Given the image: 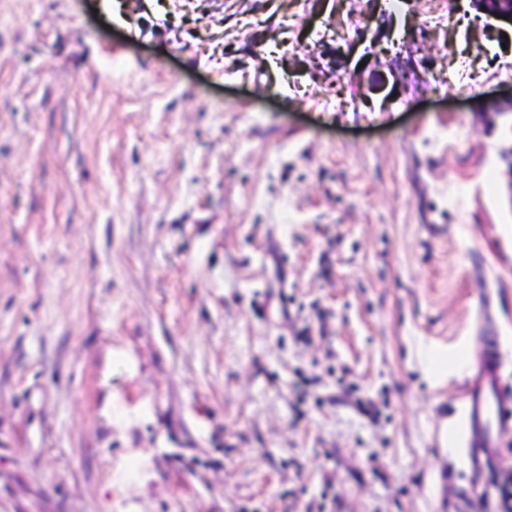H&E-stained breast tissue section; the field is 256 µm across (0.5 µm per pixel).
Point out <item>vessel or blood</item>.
Segmentation results:
<instances>
[{
    "mask_svg": "<svg viewBox=\"0 0 512 512\" xmlns=\"http://www.w3.org/2000/svg\"><path fill=\"white\" fill-rule=\"evenodd\" d=\"M477 334L460 362L464 383L457 408L443 413L435 430L448 466L468 484L501 457V435L512 426V388L503 380L504 355L500 339L490 331L494 296L477 289Z\"/></svg>",
    "mask_w": 512,
    "mask_h": 512,
    "instance_id": "obj_1",
    "label": "vessel or blood"
}]
</instances>
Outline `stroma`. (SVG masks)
<instances>
[{
    "mask_svg": "<svg viewBox=\"0 0 512 512\" xmlns=\"http://www.w3.org/2000/svg\"><path fill=\"white\" fill-rule=\"evenodd\" d=\"M117 2L0 0V512H448L475 288L512 384V19Z\"/></svg>",
    "mask_w": 512,
    "mask_h": 512,
    "instance_id": "35a3bbf8",
    "label": "stroma"
}]
</instances>
